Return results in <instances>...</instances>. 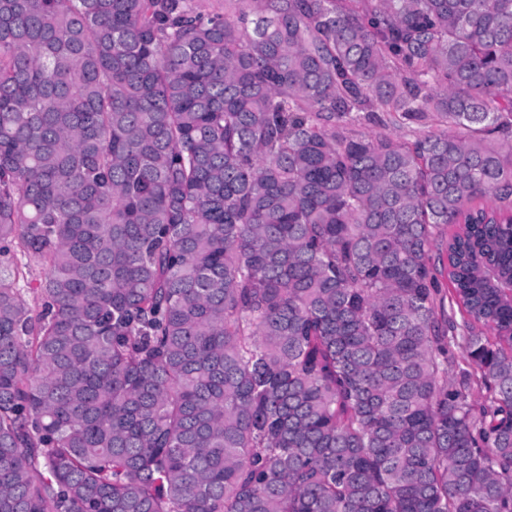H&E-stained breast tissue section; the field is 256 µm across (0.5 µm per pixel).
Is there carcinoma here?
I'll list each match as a JSON object with an SVG mask.
<instances>
[{
  "label": "carcinoma",
  "instance_id": "cac0c4a2",
  "mask_svg": "<svg viewBox=\"0 0 512 512\" xmlns=\"http://www.w3.org/2000/svg\"><path fill=\"white\" fill-rule=\"evenodd\" d=\"M508 277L512 0H0V512H512ZM20 263V285L26 306L36 314L41 309L40 283L46 277L47 267L32 255L18 253Z\"/></svg>",
  "mask_w": 512,
  "mask_h": 512
}]
</instances>
